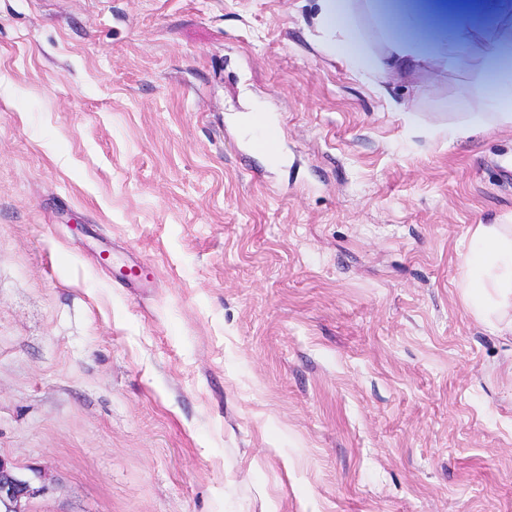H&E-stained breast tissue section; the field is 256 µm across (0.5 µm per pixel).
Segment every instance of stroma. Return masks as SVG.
I'll list each match as a JSON object with an SVG mask.
<instances>
[{
    "instance_id": "stroma-1",
    "label": "stroma",
    "mask_w": 512,
    "mask_h": 512,
    "mask_svg": "<svg viewBox=\"0 0 512 512\" xmlns=\"http://www.w3.org/2000/svg\"><path fill=\"white\" fill-rule=\"evenodd\" d=\"M314 11L0 0V455L33 512H512V334L461 296L512 128L435 137L479 68L378 88Z\"/></svg>"
}]
</instances>
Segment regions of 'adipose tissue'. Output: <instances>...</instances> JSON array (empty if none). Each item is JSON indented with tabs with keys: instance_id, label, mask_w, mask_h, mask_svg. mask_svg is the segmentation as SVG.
<instances>
[{
	"instance_id": "obj_1",
	"label": "adipose tissue",
	"mask_w": 512,
	"mask_h": 512,
	"mask_svg": "<svg viewBox=\"0 0 512 512\" xmlns=\"http://www.w3.org/2000/svg\"><path fill=\"white\" fill-rule=\"evenodd\" d=\"M511 8L507 0H490L481 17L454 12L430 30L423 5L407 0L394 23L380 27L383 49L377 54L364 44L352 0H317L313 28L323 49L353 72L381 83L451 64L478 65L486 87L484 109L440 129V136L452 142L479 129L512 126V36L496 29L497 18ZM463 262L467 308L496 331L512 334V225H475Z\"/></svg>"
}]
</instances>
